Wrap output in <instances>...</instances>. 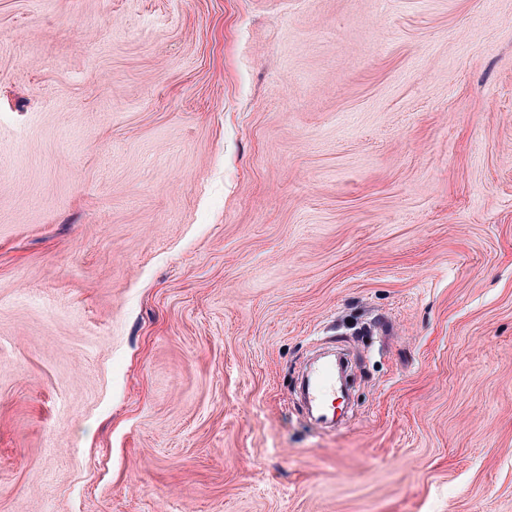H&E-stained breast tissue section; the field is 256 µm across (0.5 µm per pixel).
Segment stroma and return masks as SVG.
I'll return each mask as SVG.
<instances>
[{
  "label": "stroma",
  "instance_id": "stroma-1",
  "mask_svg": "<svg viewBox=\"0 0 512 512\" xmlns=\"http://www.w3.org/2000/svg\"><path fill=\"white\" fill-rule=\"evenodd\" d=\"M0 512H512V0H0ZM311 398L320 404L336 401V371L329 362L319 364L313 371Z\"/></svg>",
  "mask_w": 512,
  "mask_h": 512
}]
</instances>
